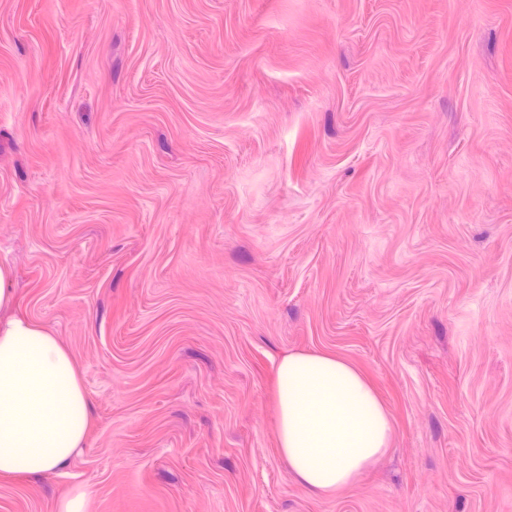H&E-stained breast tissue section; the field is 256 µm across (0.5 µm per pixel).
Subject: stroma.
I'll return each instance as SVG.
<instances>
[{
    "mask_svg": "<svg viewBox=\"0 0 512 512\" xmlns=\"http://www.w3.org/2000/svg\"><path fill=\"white\" fill-rule=\"evenodd\" d=\"M0 263L92 406L0 512H512V0H0ZM295 352L392 418L336 493ZM279 449L312 493L354 482L393 439L391 417L374 389L345 360L294 353L276 371Z\"/></svg>",
    "mask_w": 512,
    "mask_h": 512,
    "instance_id": "stroma-1",
    "label": "stroma"
}]
</instances>
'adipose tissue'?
Instances as JSON below:
<instances>
[{
    "label": "adipose tissue",
    "mask_w": 512,
    "mask_h": 512,
    "mask_svg": "<svg viewBox=\"0 0 512 512\" xmlns=\"http://www.w3.org/2000/svg\"><path fill=\"white\" fill-rule=\"evenodd\" d=\"M279 449L308 491L354 482L388 450L391 417L345 360L294 353L276 371ZM90 405L73 361L52 333L0 318V475L65 467L85 446Z\"/></svg>",
    "instance_id": "adipose-tissue-1"
}]
</instances>
